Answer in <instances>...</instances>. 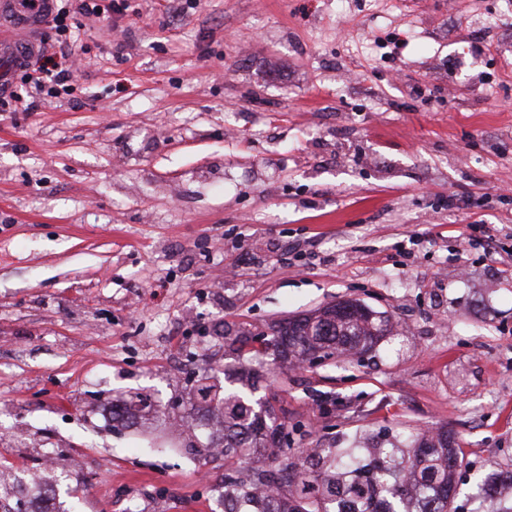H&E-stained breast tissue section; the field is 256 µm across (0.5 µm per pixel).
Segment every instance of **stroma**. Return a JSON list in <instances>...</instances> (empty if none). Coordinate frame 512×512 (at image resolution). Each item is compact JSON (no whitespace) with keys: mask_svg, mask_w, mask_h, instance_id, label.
<instances>
[{"mask_svg":"<svg viewBox=\"0 0 512 512\" xmlns=\"http://www.w3.org/2000/svg\"><path fill=\"white\" fill-rule=\"evenodd\" d=\"M132 4L81 18L72 94L0 111V498L52 455L66 512H216L223 460L113 398L183 414L225 332L344 300L398 333L263 365L289 457L445 428L464 483L511 465L512 0ZM146 408L154 412V419L156 422L160 424H166L168 420H170V415L166 409H155L151 404H148L147 400L140 394H134L131 396L130 400L123 405H114L112 403V422L115 420H120L122 421V427L129 428L136 423L135 421H129V415H134L136 420L137 412Z\"/></svg>","mask_w":512,"mask_h":512,"instance_id":"35a3bbf8","label":"stroma"}]
</instances>
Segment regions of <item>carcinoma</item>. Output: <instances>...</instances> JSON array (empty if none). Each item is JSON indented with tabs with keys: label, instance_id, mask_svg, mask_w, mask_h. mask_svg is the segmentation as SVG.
I'll return each instance as SVG.
<instances>
[{
	"label": "carcinoma",
	"instance_id": "cac0c4a2",
	"mask_svg": "<svg viewBox=\"0 0 512 512\" xmlns=\"http://www.w3.org/2000/svg\"><path fill=\"white\" fill-rule=\"evenodd\" d=\"M392 332L390 319L356 301L328 305L288 318L267 332H240L232 339L238 366L258 356L295 365L311 354L323 360L361 358ZM207 372L198 380L194 410L200 426L218 429L193 444L203 459L224 458V512H512V469L484 471L472 498L456 501L459 444L446 430L418 431L405 439L365 437L349 448L313 452L297 469L283 447L287 424L270 401L254 402L248 391L228 390ZM154 410L139 394L112 406V420L129 428V417Z\"/></svg>",
	"mask_w": 512,
	"mask_h": 512
}]
</instances>
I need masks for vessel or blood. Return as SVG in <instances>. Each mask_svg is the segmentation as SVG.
<instances>
[{
    "label": "vessel or blood",
    "instance_id": "1",
    "mask_svg": "<svg viewBox=\"0 0 512 512\" xmlns=\"http://www.w3.org/2000/svg\"><path fill=\"white\" fill-rule=\"evenodd\" d=\"M53 9L52 0H45L42 12L17 10L14 0H0V15L6 21L0 25V90L8 89L11 75L19 64L28 63L38 52L34 38L42 28L48 12Z\"/></svg>",
    "mask_w": 512,
    "mask_h": 512
}]
</instances>
